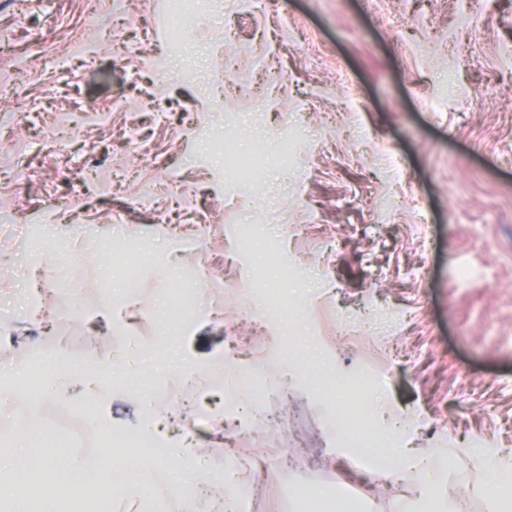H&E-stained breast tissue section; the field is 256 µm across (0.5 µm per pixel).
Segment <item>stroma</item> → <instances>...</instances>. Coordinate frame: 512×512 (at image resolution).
<instances>
[{
	"label": "stroma",
	"mask_w": 512,
	"mask_h": 512,
	"mask_svg": "<svg viewBox=\"0 0 512 512\" xmlns=\"http://www.w3.org/2000/svg\"><path fill=\"white\" fill-rule=\"evenodd\" d=\"M235 16L237 41L222 18ZM131 23H124V16ZM0 0V213L23 221L26 238L0 234V334L41 337L55 350L102 364L139 339L142 365L161 391L169 440L192 435L216 462L249 428L243 458L268 466L257 492L293 495L301 469L333 484L347 467L327 445L325 373L388 365L372 405L415 416L411 447L457 448L453 498L495 512L467 494L474 474L463 455L473 438L512 452V0H209L186 42L168 40V0ZM111 42H103V31ZM88 44L60 83L47 60L58 41ZM93 104L70 112L72 100ZM79 139L102 141L98 156L64 159L46 147L63 114ZM298 148L283 161L280 144ZM231 139L240 155H264L254 179L218 158ZM93 170L97 201L66 192ZM148 207H130L144 184ZM273 204L247 211L256 194ZM146 255L141 293L129 301L118 268L127 251ZM207 268L208 293L194 322L167 335L147 307L166 301L178 278ZM54 309V284L73 286L77 316L33 317L26 279ZM110 290H103V283ZM305 306L284 320L268 300ZM112 304L118 317L99 312ZM369 313L371 333L334 335L337 314ZM259 370L275 392L223 439L194 429L195 412L227 419L223 388L176 376ZM102 421L137 430L147 416L126 390L98 402ZM295 426L280 434V417ZM423 512L415 494L368 484L351 497L313 500L306 512Z\"/></svg>",
	"instance_id": "35a3bbf8"
}]
</instances>
